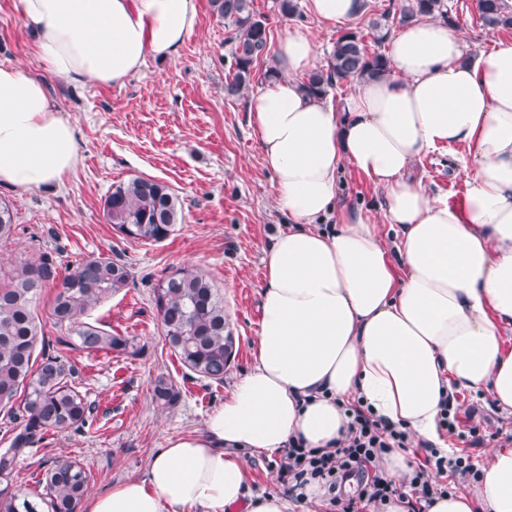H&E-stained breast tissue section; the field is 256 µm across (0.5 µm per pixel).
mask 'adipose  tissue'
<instances>
[{
	"label": "adipose tissue",
	"mask_w": 512,
	"mask_h": 512,
	"mask_svg": "<svg viewBox=\"0 0 512 512\" xmlns=\"http://www.w3.org/2000/svg\"><path fill=\"white\" fill-rule=\"evenodd\" d=\"M45 75L0 65V183L17 193L62 184L79 137L45 76L120 86L147 58L176 56L198 24L196 0H19ZM390 70L353 79L339 107L299 75L317 65L315 38L280 39L270 81L249 109L263 163L291 225L265 249L260 331L251 368L203 429L168 442L143 478L93 496L87 512H291L252 492L246 454L290 438L327 448L344 437L342 403L361 400L422 440L438 438L441 402L489 392L512 412V43L464 57L457 26L425 18L398 28ZM459 145L465 209L431 197L409 173ZM352 166L385 194L379 227L337 204ZM335 219L332 230L321 223ZM427 512H512V448L487 456L473 494L435 497Z\"/></svg>",
	"instance_id": "ef3b65f1"
}]
</instances>
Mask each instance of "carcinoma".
I'll use <instances>...</instances> for the list:
<instances>
[{
    "label": "carcinoma",
    "mask_w": 512,
    "mask_h": 512,
    "mask_svg": "<svg viewBox=\"0 0 512 512\" xmlns=\"http://www.w3.org/2000/svg\"><path fill=\"white\" fill-rule=\"evenodd\" d=\"M224 20L232 45L234 73L225 86L236 95L251 81L253 69L266 47L268 18L257 12L254 0H212ZM481 25L489 32L512 28L508 0H477ZM422 17L452 22L445 0H406L399 23ZM390 12L371 21L373 47L357 31L342 33L334 43L327 67L305 78L304 88L326 98L341 82L373 77L389 71L381 51L389 38ZM103 216L125 237L141 242L166 239L181 220L178 198L163 182L134 177L112 184L103 202ZM15 231V215L0 201V240ZM132 280L129 267L110 257L89 256L60 271L56 257L40 252L0 273V411L11 426L9 446L0 450V505L3 512H78L89 477L73 458L56 457L42 470V493L29 494L14 484L18 459L40 444L51 431L83 433L94 422V407L73 382V368L59 347L97 353L134 352L133 340L114 336L86 321L98 303L126 288ZM44 288L54 289L50 316L67 335L57 346H46L36 305ZM153 307L160 322L164 345L190 373L211 383L224 382V373L236 356L235 339L224 315V296L207 275L196 268L175 269L153 285ZM152 398L165 408L175 406L181 392L165 375L153 383Z\"/></svg>",
    "instance_id": "obj_1"
}]
</instances>
